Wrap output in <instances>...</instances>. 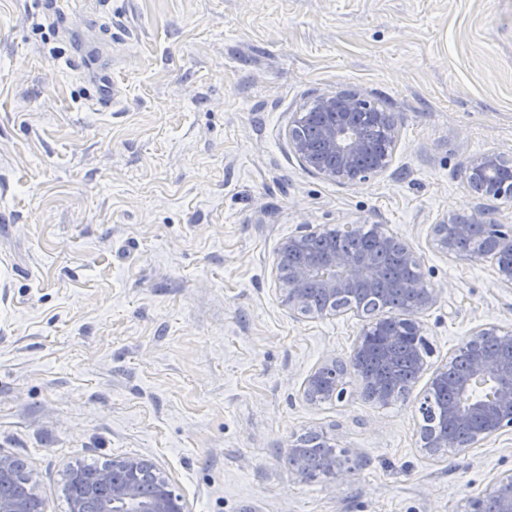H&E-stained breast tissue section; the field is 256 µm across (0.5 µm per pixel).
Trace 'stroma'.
Returning <instances> with one entry per match:
<instances>
[{"label": "stroma", "mask_w": 512, "mask_h": 512, "mask_svg": "<svg viewBox=\"0 0 512 512\" xmlns=\"http://www.w3.org/2000/svg\"><path fill=\"white\" fill-rule=\"evenodd\" d=\"M111 27L58 31L36 0H0V452L68 512L78 461L152 459L190 512H463L512 472V429L430 456V370L478 326L512 329L490 262L442 253L432 224L512 204L460 168L512 157V0H112ZM108 49L121 104L94 108L59 58ZM328 89L397 116L389 171L342 186L288 145ZM377 225L439 295L429 370L383 405L302 394L364 321L292 315L273 265L310 225ZM323 432L351 473L306 480L292 440Z\"/></svg>", "instance_id": "obj_1"}]
</instances>
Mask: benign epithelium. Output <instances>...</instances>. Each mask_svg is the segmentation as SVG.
Listing matches in <instances>:
<instances>
[{
    "mask_svg": "<svg viewBox=\"0 0 512 512\" xmlns=\"http://www.w3.org/2000/svg\"><path fill=\"white\" fill-rule=\"evenodd\" d=\"M371 111L358 95L338 90L319 94L305 109L297 113L288 126V140L301 165L323 179L345 186H357L370 177L386 172L392 161L395 141H390L369 161H364L366 142L360 129L359 116ZM464 186L480 198L512 202V159L497 153H486L462 168ZM484 229L488 242L482 257L492 261L498 281L512 288V225L488 224L482 214L451 213L432 225V240L443 253L462 259L473 255L460 250L475 226ZM364 226L346 224L334 229L307 226L283 239L277 250L276 278L280 303L290 313L309 314L306 286L312 284L323 297V307L314 311L324 316L353 314L365 319L360 337L347 359L336 356L323 360L306 378L305 399L311 404L340 401L346 395V378L357 375L361 394L385 402L390 394L367 384L364 366L369 349H379L388 360L399 343L411 346L414 370H426L428 345L424 324L419 315L436 305L438 295L427 288L417 272L418 259L411 248L397 236L378 232L377 247L400 255L410 271L399 283V290L414 298V305L401 309L389 300V289L381 287L384 268L366 251L344 253L334 246L338 237L355 238ZM379 294L381 304L375 310L364 308V298ZM493 341L512 344V333L494 324H486L471 332V337L458 349L466 359L454 385V395L442 408L438 427L421 430L423 448L438 457L450 448H478L512 429V354L503 357L487 347ZM305 443L298 439L289 445L288 461L304 479L316 475L342 479L351 472L349 460L331 453L319 471H312L304 453ZM0 486H17L19 490L0 496V512H43V504L35 491L32 474H22L15 459L0 452ZM65 493L72 512H88L95 502L96 512H189L186 501L171 488L168 478L156 463L142 456L114 457L97 474L92 484L83 482L79 470L70 471ZM465 512H512V472L498 477L466 501Z\"/></svg>",
    "mask_w": 512,
    "mask_h": 512,
    "instance_id": "7a95c632",
    "label": "benign epithelium"
}]
</instances>
